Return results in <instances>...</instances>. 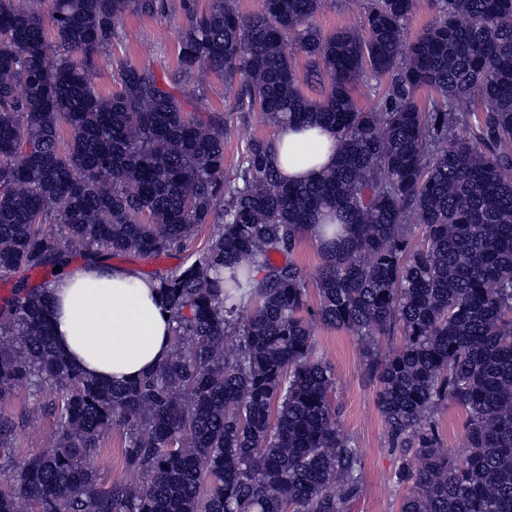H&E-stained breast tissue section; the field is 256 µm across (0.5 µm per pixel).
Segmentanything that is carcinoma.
Wrapping results in <instances>:
<instances>
[{
    "instance_id": "carcinoma-1",
    "label": "carcinoma",
    "mask_w": 512,
    "mask_h": 512,
    "mask_svg": "<svg viewBox=\"0 0 512 512\" xmlns=\"http://www.w3.org/2000/svg\"><path fill=\"white\" fill-rule=\"evenodd\" d=\"M40 2L0 0V399L48 386L62 429L19 467L0 416V472L14 477L0 512H348L363 453L337 422L317 323L357 338L400 460L390 481L407 486L400 512H512V0H431L412 40L416 0H349L364 30L330 34L312 24L325 0L254 14L213 0L192 16L179 60L198 86L221 76L235 111L338 136L336 165L305 183L280 177L264 139L226 174L224 117L185 116L149 67L123 66L120 89L98 93L97 58L125 16L164 0H52L51 40ZM367 71L386 87L362 109L352 89ZM323 213L335 247L310 274L291 255ZM203 224L217 228L202 253L155 276L168 358L133 384L71 367L53 268L160 258ZM448 403L467 412L458 458L435 418ZM117 427L141 481L102 489L86 461ZM430 1L431 0H419L417 10L408 25V35L410 38L419 35L432 21L434 10Z\"/></svg>"
}]
</instances>
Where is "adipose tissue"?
<instances>
[{
    "label": "adipose tissue",
    "instance_id": "1",
    "mask_svg": "<svg viewBox=\"0 0 512 512\" xmlns=\"http://www.w3.org/2000/svg\"><path fill=\"white\" fill-rule=\"evenodd\" d=\"M284 179L308 182L336 162L325 127L280 129L272 140ZM56 343L69 362L107 383L141 379L169 353L170 320L154 281L107 263L70 265L49 285Z\"/></svg>",
    "mask_w": 512,
    "mask_h": 512
}]
</instances>
